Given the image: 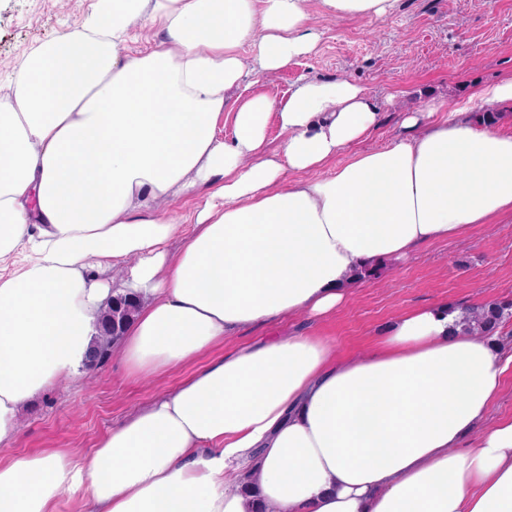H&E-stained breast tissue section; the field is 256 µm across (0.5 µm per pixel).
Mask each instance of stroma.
<instances>
[{
	"mask_svg": "<svg viewBox=\"0 0 512 512\" xmlns=\"http://www.w3.org/2000/svg\"><path fill=\"white\" fill-rule=\"evenodd\" d=\"M97 9L98 0H0V94L8 93L33 47L81 30ZM308 12L321 34L317 48L287 68L260 75L256 92L281 97L303 79H346L360 86L379 112L376 128L336 155L322 175H332L358 152L390 146L404 135V115L435 100L465 109L478 128L493 114L498 129L512 133V106L489 112L472 100L480 89L512 77V0H397L390 13L367 20L328 16L311 0ZM501 301H512L511 214L379 262L335 312L259 323L233 342L314 335L330 340L338 355H359L404 312ZM189 373L182 367L148 380L135 378L120 353L112 352L103 365L33 400L19 417L16 442L0 447V462L60 449L88 460L108 429Z\"/></svg>",
	"mask_w": 512,
	"mask_h": 512,
	"instance_id": "1",
	"label": "stroma"
}]
</instances>
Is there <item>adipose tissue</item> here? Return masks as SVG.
Listing matches in <instances>:
<instances>
[{
  "mask_svg": "<svg viewBox=\"0 0 512 512\" xmlns=\"http://www.w3.org/2000/svg\"><path fill=\"white\" fill-rule=\"evenodd\" d=\"M308 2L100 0L0 96V261L31 253L0 276V446L23 407L78 375L112 296L144 299L120 345L133 375L193 368L88 464L66 450L0 463V512H56L66 493L75 512H512V418L485 423L501 352L455 333L447 308L400 315L357 356L299 335L195 365L244 328L336 311L366 260L512 214V135L458 110L433 121L436 103L406 118L418 135L312 178L378 110L347 80L253 93L252 73L315 49ZM139 18L166 38L132 54ZM201 194L170 253L166 202Z\"/></svg>",
  "mask_w": 512,
  "mask_h": 512,
  "instance_id": "adipose-tissue-1",
  "label": "adipose tissue"
}]
</instances>
